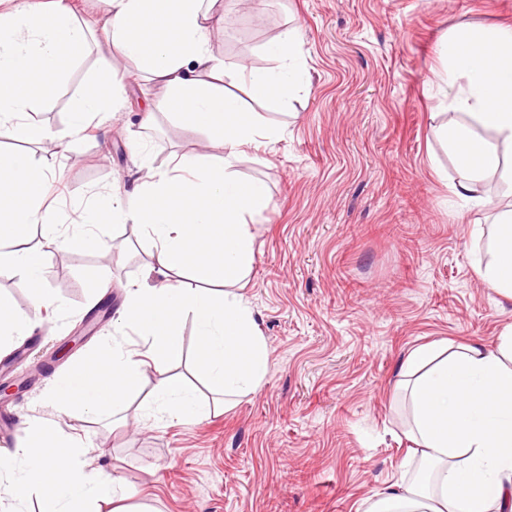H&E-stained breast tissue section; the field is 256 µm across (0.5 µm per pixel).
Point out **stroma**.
<instances>
[{"label": "stroma", "instance_id": "35a3bbf8", "mask_svg": "<svg viewBox=\"0 0 512 512\" xmlns=\"http://www.w3.org/2000/svg\"><path fill=\"white\" fill-rule=\"evenodd\" d=\"M91 30L81 56L64 66L54 94L36 98L29 120L65 129L86 94L109 97L96 76V21L104 0H70ZM213 11L212 36L226 68L266 71L276 60L264 45L298 27L309 79L286 106L248 100L245 83L230 91L277 127L279 138L245 148L237 169L263 181L271 204L260 219L259 254L243 294L268 348L262 386L233 408L206 381L198 335L183 317L184 362L170 371L211 414L192 424L136 420L157 380L146 371L129 404L115 411L59 414L47 395L79 364L107 360V338L143 351L145 339L117 322L126 285L151 263L145 228L104 224L97 242L76 244L95 198L130 197L143 178L138 150L155 172L183 156L222 155L206 137L171 116L143 123L163 85L143 83L132 63L124 108L94 114L69 151L56 141H0V151L49 168L65 192L54 204L58 241L40 224L21 227L35 241L43 274L31 283L0 275V298L32 317L27 335L0 347V448L15 450L14 430L39 421L59 426L83 447L86 470L114 469L131 490L129 512H363L364 502L399 481L411 443L402 423L397 381L402 359L434 341L492 344L512 324V299L476 271L470 230L490 226L503 186L472 207L450 196L460 174L434 133L454 120L437 79L448 37L512 26V0H236ZM46 297L34 309L36 293Z\"/></svg>", "mask_w": 512, "mask_h": 512}]
</instances>
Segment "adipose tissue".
Returning <instances> with one entry per match:
<instances>
[{
  "instance_id": "1",
  "label": "adipose tissue",
  "mask_w": 512,
  "mask_h": 512,
  "mask_svg": "<svg viewBox=\"0 0 512 512\" xmlns=\"http://www.w3.org/2000/svg\"><path fill=\"white\" fill-rule=\"evenodd\" d=\"M102 23L106 47L98 69L116 78L114 54L135 63L144 80H158L169 93L153 109L218 141L220 161L206 156L181 158L171 171L151 172L149 156L136 197L103 198L89 210L91 224L118 221L147 228L157 274L129 285L118 321L135 327L152 345L140 353L113 343L107 368L78 365L53 387L50 398L62 410L105 412L124 404L151 365L161 380L154 410L189 422L207 408L169 368L182 361L179 319L190 315L206 374L233 407L262 385L268 352L253 311L243 299L258 253L255 225L269 207L264 182H243L236 164L245 147L272 142L276 127L245 111L224 90L227 72L211 47L218 16L204 0H107ZM86 29L66 0H16L0 13V136L26 142L56 140L68 149L86 128L89 115L120 111L119 98L79 100L66 131L25 121L33 91L52 93L62 77L63 61L81 55ZM265 53L277 60L272 71L241 66L236 76L248 83L253 98L287 103L306 83L297 29L268 42ZM448 60L442 81L448 108L457 120L440 125L462 177L453 195L484 204L483 188L491 177L512 185V28L470 37H453L441 49ZM52 180L28 159L0 154V272L19 270L39 281L38 253L23 246L18 232L26 224L53 229L43 203ZM474 227V238L487 235ZM491 257L479 263L483 281L512 299V207L503 209L489 233ZM195 267L215 286L188 290L178 281ZM406 427L418 448V476L390 485L366 504L364 512H512V325L496 343L471 342L456 347L428 344L410 351L401 363ZM45 425L31 423L22 453L0 454V472H16L18 496L44 490L50 512H104L126 498L121 479L111 471L90 472L78 446L62 442L47 450Z\"/></svg>"
}]
</instances>
